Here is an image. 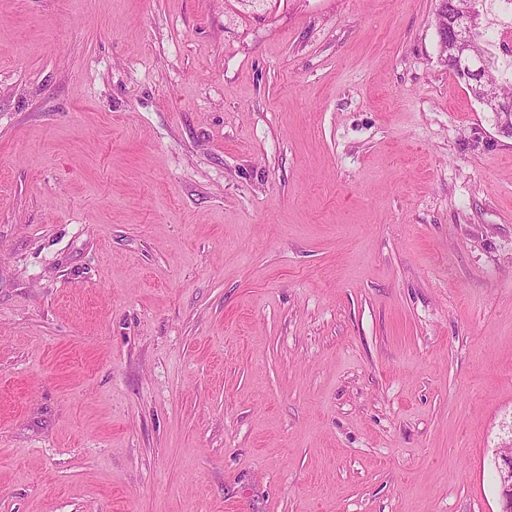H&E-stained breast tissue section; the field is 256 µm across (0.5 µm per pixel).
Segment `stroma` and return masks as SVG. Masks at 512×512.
<instances>
[{
    "instance_id": "1",
    "label": "stroma",
    "mask_w": 512,
    "mask_h": 512,
    "mask_svg": "<svg viewBox=\"0 0 512 512\" xmlns=\"http://www.w3.org/2000/svg\"><path fill=\"white\" fill-rule=\"evenodd\" d=\"M436 0H0V512H499L512 137Z\"/></svg>"
}]
</instances>
